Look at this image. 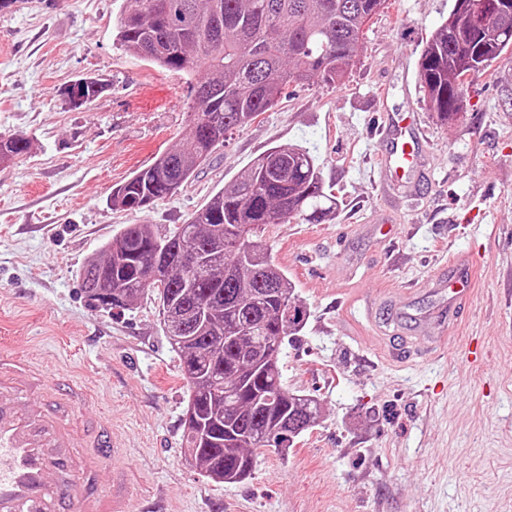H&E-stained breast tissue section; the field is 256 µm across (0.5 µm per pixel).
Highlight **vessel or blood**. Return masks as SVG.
Listing matches in <instances>:
<instances>
[{
  "instance_id": "vessel-or-blood-1",
  "label": "vessel or blood",
  "mask_w": 512,
  "mask_h": 512,
  "mask_svg": "<svg viewBox=\"0 0 512 512\" xmlns=\"http://www.w3.org/2000/svg\"><path fill=\"white\" fill-rule=\"evenodd\" d=\"M381 159L386 189L407 186L416 169L421 139L414 116L393 115ZM457 276L434 284L448 294V317L457 319L474 292L475 265L455 258ZM90 396L57 372L31 367L27 359L0 350V512H147L118 486L98 476L119 455L112 424H72Z\"/></svg>"
}]
</instances>
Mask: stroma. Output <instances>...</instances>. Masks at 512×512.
<instances>
[{
    "instance_id": "35a3bbf8",
    "label": "stroma",
    "mask_w": 512,
    "mask_h": 512,
    "mask_svg": "<svg viewBox=\"0 0 512 512\" xmlns=\"http://www.w3.org/2000/svg\"><path fill=\"white\" fill-rule=\"evenodd\" d=\"M454 0H397L370 22L345 79L289 87L232 130L173 197L132 212L114 187L188 136L182 74L114 45L122 0H16L0 15V135L30 150L0 166V347L66 370L112 421L113 471L166 512H512V50L465 86L443 124L423 103L417 60ZM101 84L91 103L66 90ZM414 113L423 166L386 195L380 158L389 113ZM309 143L331 217L270 225L262 236L308 310L282 350L289 390L321 406L287 452L262 449L239 483L205 478L182 444L186 387L152 298L103 311L82 265L127 224L186 223L272 147ZM473 257L477 285L439 355L386 361L383 312L410 293L434 336L443 300L429 282L451 254Z\"/></svg>"
}]
</instances>
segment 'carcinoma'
Instances as JSON below:
<instances>
[{"instance_id": "obj_1", "label": "carcinoma", "mask_w": 512, "mask_h": 512, "mask_svg": "<svg viewBox=\"0 0 512 512\" xmlns=\"http://www.w3.org/2000/svg\"><path fill=\"white\" fill-rule=\"evenodd\" d=\"M116 20V44L185 76L192 116L187 141L162 153L112 192L128 211L171 197L224 136L276 107L291 85L336 82V61L353 59L371 19L388 0H134ZM512 49V16L480 29L440 24L419 59L429 111L446 123L465 111L467 76ZM95 82L78 80L73 101H93ZM23 134L0 138V157L28 152ZM336 199L317 156L304 145L276 146L224 184L187 223L160 233L126 224L80 270L97 308L129 309L150 296L159 304L195 404L183 422L187 450L203 475L237 483L258 451L283 450L313 428L316 400L288 391L279 362L264 363L275 337L299 334L306 310L287 273L261 238L270 224L304 216L320 222Z\"/></svg>"}]
</instances>
